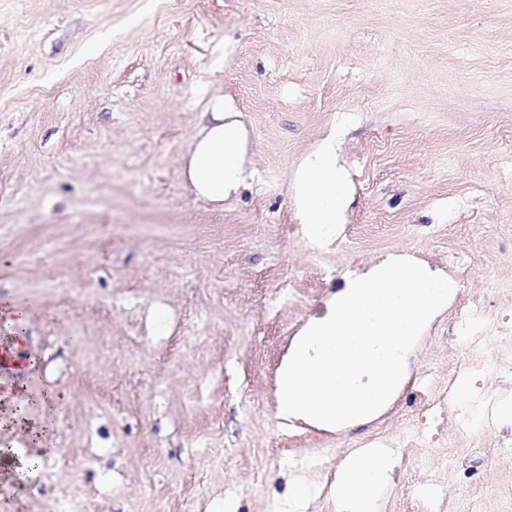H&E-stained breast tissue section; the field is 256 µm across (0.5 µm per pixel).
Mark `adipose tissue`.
I'll use <instances>...</instances> for the list:
<instances>
[{
    "instance_id": "ef3b65f1",
    "label": "adipose tissue",
    "mask_w": 512,
    "mask_h": 512,
    "mask_svg": "<svg viewBox=\"0 0 512 512\" xmlns=\"http://www.w3.org/2000/svg\"><path fill=\"white\" fill-rule=\"evenodd\" d=\"M183 175L193 192L209 202L220 204L236 193L247 176L246 145L240 123L222 102H215L208 121L193 136L184 156ZM302 230L315 246L335 240L340 217L347 201L346 171L336 152L335 138L325 139L304 160L293 185ZM29 316L25 306L0 301V326L11 336L0 345V367L24 379L32 378L39 368L35 356L19 358ZM17 409L12 423L27 426L34 453L9 448L22 471L36 469L41 461L37 447L43 446L53 423L54 403L49 396L29 397L21 386H14ZM37 420H30V413ZM395 462L385 452L369 451L349 457L336 476V495L340 512H376L381 489L391 481Z\"/></svg>"
}]
</instances>
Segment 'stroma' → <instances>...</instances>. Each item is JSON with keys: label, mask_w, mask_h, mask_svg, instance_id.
Returning a JSON list of instances; mask_svg holds the SVG:
<instances>
[{"label": "stroma", "mask_w": 512, "mask_h": 512, "mask_svg": "<svg viewBox=\"0 0 512 512\" xmlns=\"http://www.w3.org/2000/svg\"><path fill=\"white\" fill-rule=\"evenodd\" d=\"M242 125L251 176L214 204L182 177L212 102ZM353 200L313 246L291 181L328 132ZM405 255L458 285L409 379L512 355V0H0V298L32 304L27 393L57 397L42 464H0V512H337L336 471L383 431L402 449L377 512L452 483L432 512L512 484L495 415L480 453L439 412L388 407L325 431L277 412L291 339L350 273ZM492 294L482 351L447 340Z\"/></svg>", "instance_id": "obj_1"}]
</instances>
